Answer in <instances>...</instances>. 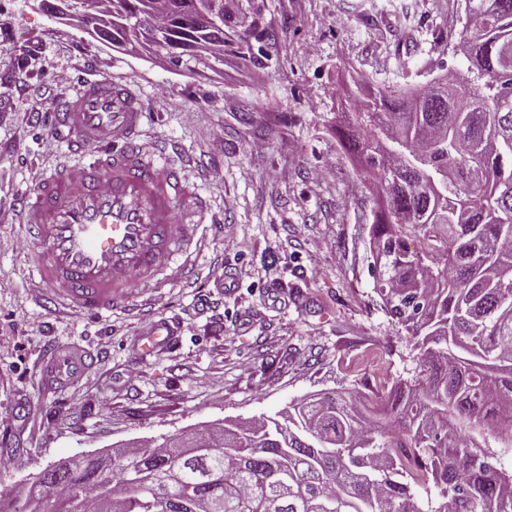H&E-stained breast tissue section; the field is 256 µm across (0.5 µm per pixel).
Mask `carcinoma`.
<instances>
[{
	"mask_svg": "<svg viewBox=\"0 0 512 512\" xmlns=\"http://www.w3.org/2000/svg\"><path fill=\"white\" fill-rule=\"evenodd\" d=\"M205 0H168L155 23L176 61L200 53L197 16ZM464 0L459 46L474 84H459L473 100L460 112L450 100L420 97L405 86L364 89L368 111L339 131L342 143L379 180L371 264L375 289L397 323L420 338L428 373L414 385L396 383L361 408L363 400L321 396L307 400L308 419L269 429L246 421L238 430L187 436L195 454L163 438L140 447L132 466L151 479L131 486L114 473L109 456H86L70 474L44 469L55 485L40 512H103L99 487L117 512H196L219 502L222 512H512V63L503 64L499 38L512 42V0ZM153 0H112L116 14L92 27L123 44L131 22L154 18ZM428 128L418 144L422 162L400 178L386 169L399 158L371 148L369 127ZM456 128L448 146L447 131ZM503 140L496 150L492 139ZM448 177V201L463 207L455 224L427 223L436 211L422 179ZM419 241L411 249L409 239ZM476 420L508 443L495 450L483 433L463 431ZM432 483L438 499L419 507L413 484Z\"/></svg>",
	"mask_w": 512,
	"mask_h": 512,
	"instance_id": "carcinoma-1",
	"label": "carcinoma"
}]
</instances>
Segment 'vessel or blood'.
Returning a JSON list of instances; mask_svg holds the SVG:
<instances>
[{
    "mask_svg": "<svg viewBox=\"0 0 512 512\" xmlns=\"http://www.w3.org/2000/svg\"><path fill=\"white\" fill-rule=\"evenodd\" d=\"M149 114L129 84L85 81L55 101L52 133L86 155L83 165L55 172L19 202L29 235L42 247L38 276L52 298L95 315L128 296L132 280L159 269L185 277L188 220L203 203L179 166L145 157L139 136ZM168 320L156 321L141 349L174 344ZM85 362L63 356L45 369L52 382L77 377Z\"/></svg>",
    "mask_w": 512,
    "mask_h": 512,
    "instance_id": "b4317fda",
    "label": "vessel or blood"
}]
</instances>
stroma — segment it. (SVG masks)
<instances>
[{"instance_id":"1","label":"stroma","mask_w":512,"mask_h":512,"mask_svg":"<svg viewBox=\"0 0 512 512\" xmlns=\"http://www.w3.org/2000/svg\"><path fill=\"white\" fill-rule=\"evenodd\" d=\"M461 0H224L220 71L177 72L27 0H0V494L47 465L227 420L275 418L313 394L386 393L419 354L370 274L378 190L336 128L364 83L466 69ZM96 76L132 84L142 141L203 200L185 278L165 272L89 317L42 298L38 246L14 208L78 157L51 139L55 100ZM249 178H242V171ZM171 320L176 345L142 356ZM93 363L64 385L50 347ZM138 372L131 383L129 372Z\"/></svg>"}]
</instances>
